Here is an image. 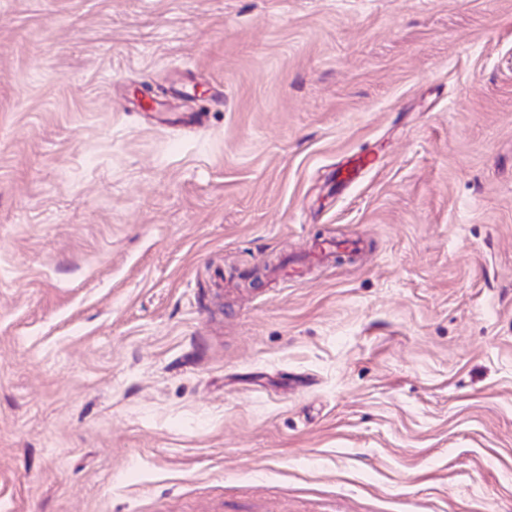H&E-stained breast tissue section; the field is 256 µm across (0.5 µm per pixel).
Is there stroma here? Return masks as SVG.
<instances>
[{
    "instance_id": "35a3bbf8",
    "label": "stroma",
    "mask_w": 512,
    "mask_h": 512,
    "mask_svg": "<svg viewBox=\"0 0 512 512\" xmlns=\"http://www.w3.org/2000/svg\"><path fill=\"white\" fill-rule=\"evenodd\" d=\"M0 512H512V0H0Z\"/></svg>"
}]
</instances>
